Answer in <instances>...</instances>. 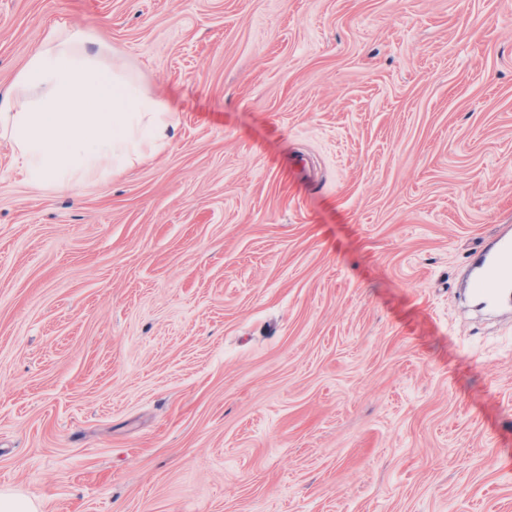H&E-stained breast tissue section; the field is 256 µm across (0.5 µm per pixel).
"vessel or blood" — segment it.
I'll return each mask as SVG.
<instances>
[{
    "mask_svg": "<svg viewBox=\"0 0 512 512\" xmlns=\"http://www.w3.org/2000/svg\"><path fill=\"white\" fill-rule=\"evenodd\" d=\"M466 286L481 307L496 308L512 302V234L500 233L473 255Z\"/></svg>",
    "mask_w": 512,
    "mask_h": 512,
    "instance_id": "vessel-or-blood-1",
    "label": "vessel or blood"
}]
</instances>
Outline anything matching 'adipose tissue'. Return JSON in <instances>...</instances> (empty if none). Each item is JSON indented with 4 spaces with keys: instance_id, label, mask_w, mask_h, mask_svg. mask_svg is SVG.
I'll return each mask as SVG.
<instances>
[{
    "instance_id": "1",
    "label": "adipose tissue",
    "mask_w": 512,
    "mask_h": 512,
    "mask_svg": "<svg viewBox=\"0 0 512 512\" xmlns=\"http://www.w3.org/2000/svg\"><path fill=\"white\" fill-rule=\"evenodd\" d=\"M0 100L11 166L37 189L77 188L160 153L176 114L87 38L52 28Z\"/></svg>"
}]
</instances>
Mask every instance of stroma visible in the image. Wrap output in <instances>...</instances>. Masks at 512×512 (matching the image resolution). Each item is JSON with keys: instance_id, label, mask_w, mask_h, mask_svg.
I'll use <instances>...</instances> for the list:
<instances>
[{"instance_id": "35a3bbf8", "label": "stroma", "mask_w": 512, "mask_h": 512, "mask_svg": "<svg viewBox=\"0 0 512 512\" xmlns=\"http://www.w3.org/2000/svg\"><path fill=\"white\" fill-rule=\"evenodd\" d=\"M177 114L37 190L0 138V492L39 512H512V0H0ZM512 234L503 232L477 251L466 273V288L483 308L512 302Z\"/></svg>"}]
</instances>
